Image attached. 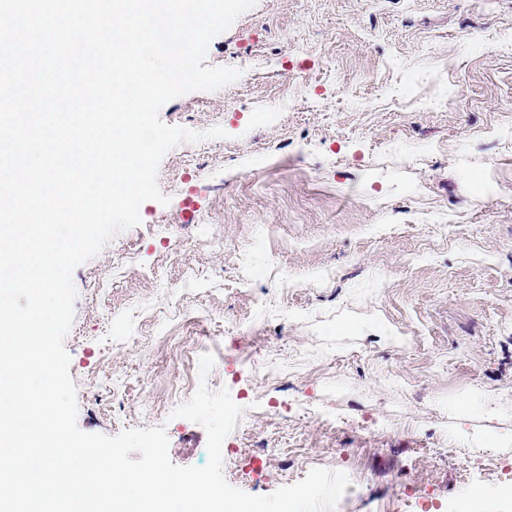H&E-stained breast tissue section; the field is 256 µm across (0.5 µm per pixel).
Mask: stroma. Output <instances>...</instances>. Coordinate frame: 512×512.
<instances>
[{
  "mask_svg": "<svg viewBox=\"0 0 512 512\" xmlns=\"http://www.w3.org/2000/svg\"><path fill=\"white\" fill-rule=\"evenodd\" d=\"M207 63L241 75L160 117L226 138L169 151V205L74 271L79 428L205 465L170 413L210 353L231 486L323 467L335 512H512V0H257Z\"/></svg>",
  "mask_w": 512,
  "mask_h": 512,
  "instance_id": "35a3bbf8",
  "label": "stroma"
}]
</instances>
